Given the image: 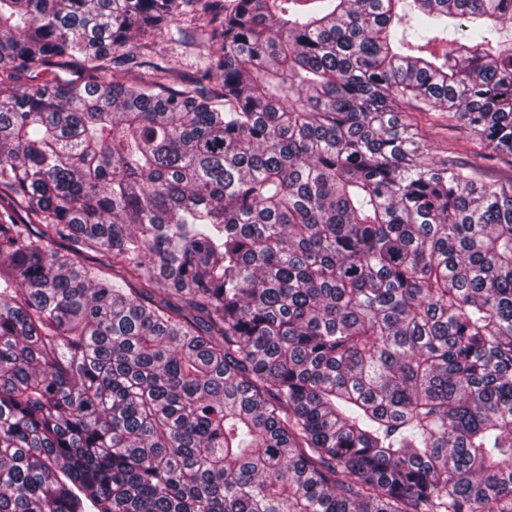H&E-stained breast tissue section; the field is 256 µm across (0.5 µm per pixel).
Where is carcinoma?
Returning <instances> with one entry per match:
<instances>
[{
	"instance_id": "obj_1",
	"label": "carcinoma",
	"mask_w": 512,
	"mask_h": 512,
	"mask_svg": "<svg viewBox=\"0 0 512 512\" xmlns=\"http://www.w3.org/2000/svg\"><path fill=\"white\" fill-rule=\"evenodd\" d=\"M511 22L0 0V512H512V185L399 111L512 154ZM177 20L170 26L169 31H165L157 37L158 46L154 61L162 59L171 64L182 65V69L187 73L196 71L195 61L196 53L194 47L185 48L176 40L182 37L185 30H190L193 34L200 31L204 26L203 18H191L190 16H177ZM401 115L413 124L424 145L423 158L429 162L448 166L466 165L478 151L476 144L468 136L453 113L425 112L413 99L401 103Z\"/></svg>"
}]
</instances>
